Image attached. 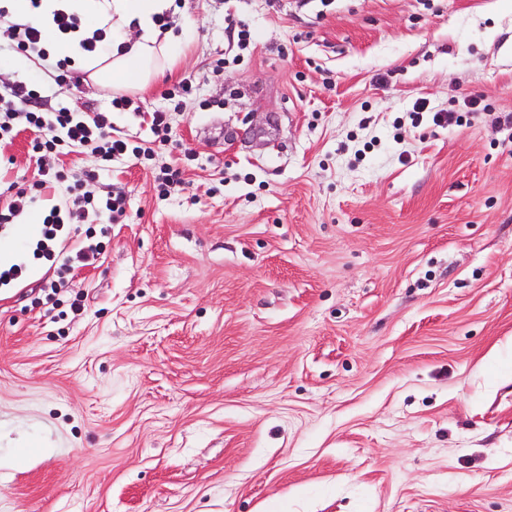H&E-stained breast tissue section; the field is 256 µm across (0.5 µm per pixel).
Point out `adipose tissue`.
<instances>
[{"instance_id": "adipose-tissue-1", "label": "adipose tissue", "mask_w": 512, "mask_h": 512, "mask_svg": "<svg viewBox=\"0 0 512 512\" xmlns=\"http://www.w3.org/2000/svg\"><path fill=\"white\" fill-rule=\"evenodd\" d=\"M171 6V0H42L38 21L48 42L88 70L99 87L127 91L146 85L170 60V42L161 37L154 18ZM60 8L77 14L88 26L117 31L116 51L88 55L77 34L58 41L52 18Z\"/></svg>"}]
</instances>
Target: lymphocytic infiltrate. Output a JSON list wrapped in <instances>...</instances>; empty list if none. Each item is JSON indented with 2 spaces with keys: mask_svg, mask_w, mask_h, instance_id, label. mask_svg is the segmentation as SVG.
<instances>
[{
  "mask_svg": "<svg viewBox=\"0 0 512 512\" xmlns=\"http://www.w3.org/2000/svg\"><path fill=\"white\" fill-rule=\"evenodd\" d=\"M4 33L12 51L30 60L48 61L45 36L38 23L10 21ZM109 113L91 114L66 106H48L40 86L22 81L15 83L0 97V142L11 140L22 129L41 135L40 141L34 146L40 155L38 177L30 185L19 188L10 202L0 208V224L13 223L46 189L56 183H65L62 171L54 165L59 156L69 154L76 148L91 149L92 153L106 161L129 153L128 140L113 136ZM65 185L66 202L51 206L43 215L41 240H55L65 225L75 223L90 209L109 223L126 213L128 199L124 194H114L98 203L93 195L84 191L82 180Z\"/></svg>",
  "mask_w": 512,
  "mask_h": 512,
  "instance_id": "obj_1",
  "label": "lymphocytic infiltrate"
}]
</instances>
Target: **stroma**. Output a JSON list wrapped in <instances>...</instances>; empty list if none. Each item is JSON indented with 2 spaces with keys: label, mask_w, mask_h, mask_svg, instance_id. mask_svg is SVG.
Wrapping results in <instances>:
<instances>
[{
  "label": "stroma",
  "mask_w": 512,
  "mask_h": 512,
  "mask_svg": "<svg viewBox=\"0 0 512 512\" xmlns=\"http://www.w3.org/2000/svg\"><path fill=\"white\" fill-rule=\"evenodd\" d=\"M233 15L254 45L221 74ZM141 114L0 50V92L111 112L152 157L61 156L125 216L0 226V512H512V0H180ZM182 108L164 96L183 77ZM460 123L412 126L416 99ZM490 111L471 116L469 100ZM0 145V205L37 174ZM184 182L157 196L160 166ZM80 309H73V301Z\"/></svg>",
  "instance_id": "35a3bbf8"
}]
</instances>
